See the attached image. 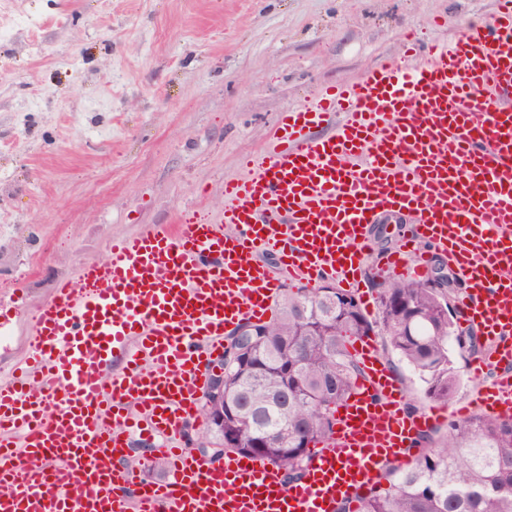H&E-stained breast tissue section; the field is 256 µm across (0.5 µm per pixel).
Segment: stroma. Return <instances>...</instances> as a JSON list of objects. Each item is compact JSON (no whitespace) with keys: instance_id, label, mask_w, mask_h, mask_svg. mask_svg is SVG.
Here are the masks:
<instances>
[{"instance_id":"stroma-1","label":"stroma","mask_w":512,"mask_h":512,"mask_svg":"<svg viewBox=\"0 0 512 512\" xmlns=\"http://www.w3.org/2000/svg\"><path fill=\"white\" fill-rule=\"evenodd\" d=\"M32 33L0 39V378L19 374L39 306L112 238L215 220L225 183L261 155L282 112L404 50L453 41L496 0H8ZM394 216L369 228L361 301L377 316L379 268L409 236ZM407 395L424 386L377 336ZM160 437L132 431L138 479L162 481Z\"/></svg>"}]
</instances>
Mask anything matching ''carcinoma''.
Instances as JSON below:
<instances>
[{"label": "carcinoma", "mask_w": 512, "mask_h": 512, "mask_svg": "<svg viewBox=\"0 0 512 512\" xmlns=\"http://www.w3.org/2000/svg\"><path fill=\"white\" fill-rule=\"evenodd\" d=\"M379 319L366 316L357 292L300 288L276 301L256 336L227 338L224 349V451L255 455L298 482L318 446L333 434L336 407L360 375L351 338L379 327L400 360L446 405L460 386L451 359L461 345L448 293L419 280L380 283ZM261 441L262 448L252 447ZM416 460L393 466L366 495L336 512H512V419L475 413L440 437L421 436Z\"/></svg>", "instance_id": "carcinoma-1"}]
</instances>
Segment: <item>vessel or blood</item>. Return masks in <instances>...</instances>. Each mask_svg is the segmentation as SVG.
<instances>
[{
    "instance_id": "1",
    "label": "vessel or blood",
    "mask_w": 512,
    "mask_h": 512,
    "mask_svg": "<svg viewBox=\"0 0 512 512\" xmlns=\"http://www.w3.org/2000/svg\"><path fill=\"white\" fill-rule=\"evenodd\" d=\"M419 56L413 71L382 65L281 113L268 160L225 184L220 223L184 217L115 239L79 287L58 283L33 325L31 370L0 383V512H336L413 462L419 436L447 418L512 417V103L499 99L512 91V0ZM393 213L415 228L386 271L437 250L466 283L460 310L482 338L473 396L408 412L364 336L351 348L363 374L295 487L260 458L209 466L183 447L225 334L264 319L283 282L359 289L368 228ZM261 248L277 275L252 261ZM143 423L165 439L161 483L123 464Z\"/></svg>"
}]
</instances>
